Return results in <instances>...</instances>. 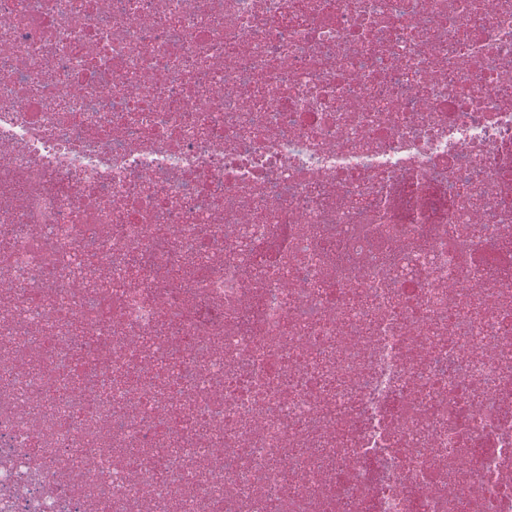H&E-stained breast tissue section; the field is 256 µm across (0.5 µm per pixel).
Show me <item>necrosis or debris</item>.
<instances>
[{"mask_svg": "<svg viewBox=\"0 0 512 512\" xmlns=\"http://www.w3.org/2000/svg\"><path fill=\"white\" fill-rule=\"evenodd\" d=\"M0 512H512V0H0Z\"/></svg>", "mask_w": 512, "mask_h": 512, "instance_id": "necrosis-or-debris-1", "label": "necrosis or debris"}]
</instances>
